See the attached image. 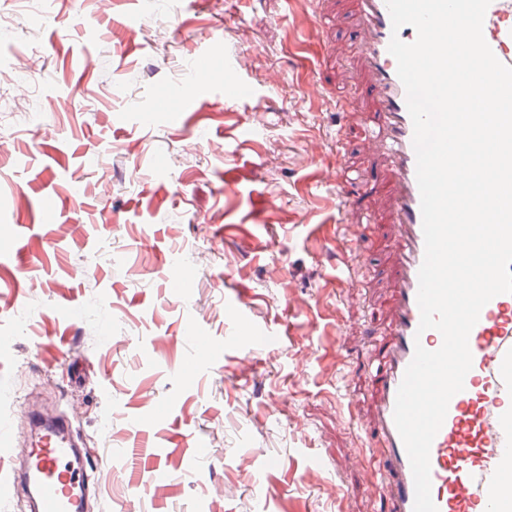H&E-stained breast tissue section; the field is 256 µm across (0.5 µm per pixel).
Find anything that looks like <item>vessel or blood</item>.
<instances>
[{"label":"vessel or blood","instance_id":"b4317fda","mask_svg":"<svg viewBox=\"0 0 512 512\" xmlns=\"http://www.w3.org/2000/svg\"><path fill=\"white\" fill-rule=\"evenodd\" d=\"M359 11L360 55L382 104L365 129L364 145L372 156L387 159L394 172L392 236L398 255L390 332L374 367L376 395L367 425L377 441L383 473L371 480L369 491L381 499L385 512H413V474L394 422L396 395L416 346L434 351L442 344L437 330L418 329V273L425 242L414 129L397 62L388 51L392 36L410 43L416 31L409 25L393 29L386 0H359ZM483 34L498 60L512 66V0H491ZM239 69L238 63L225 64L224 82L247 101L254 90ZM468 344L473 362L465 388L450 400L430 450L432 499L438 512H512V294L496 296L483 307ZM38 425L31 411L0 417V455L10 451L19 430ZM69 430L67 419H57L36 442L29 474L0 479V504L14 499L23 484L32 512H80L81 496L98 488L109 472L81 462L82 451Z\"/></svg>","mask_w":512,"mask_h":512}]
</instances>
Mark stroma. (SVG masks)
Segmentation results:
<instances>
[{
	"instance_id": "35a3bbf8",
	"label": "stroma",
	"mask_w": 512,
	"mask_h": 512,
	"mask_svg": "<svg viewBox=\"0 0 512 512\" xmlns=\"http://www.w3.org/2000/svg\"><path fill=\"white\" fill-rule=\"evenodd\" d=\"M357 46L355 0H117L107 17L0 0V380L26 373L0 414L37 396L69 418L88 463L112 466L90 512H382L365 328L388 320L390 173L362 149L378 102ZM203 49L213 90L186 105L172 90ZM336 168L361 180L344 205L323 183ZM368 208L338 281L343 227ZM234 304L278 342L244 338ZM240 66L237 60L232 63L228 62L224 66V85L232 86L240 101H249L253 95L254 90L241 76L239 72Z\"/></svg>"
}]
</instances>
